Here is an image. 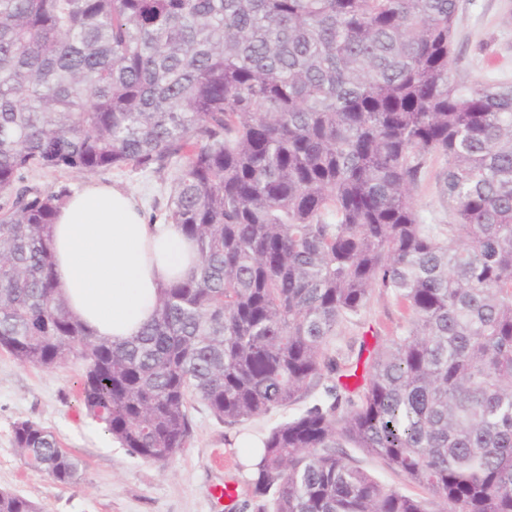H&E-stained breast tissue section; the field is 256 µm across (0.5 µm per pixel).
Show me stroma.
<instances>
[{
    "instance_id": "stroma-1",
    "label": "stroma",
    "mask_w": 512,
    "mask_h": 512,
    "mask_svg": "<svg viewBox=\"0 0 512 512\" xmlns=\"http://www.w3.org/2000/svg\"><path fill=\"white\" fill-rule=\"evenodd\" d=\"M454 49L455 78L471 84L512 83V0H459ZM445 166L443 155H433L414 194L424 223L450 220L439 183ZM179 169L175 163L160 175L126 168L91 176L72 170H36L30 181L73 192L93 180L117 185L134 193L148 223L161 224ZM407 325V315L394 297L377 292L365 312L338 327L333 345L353 356L360 344L377 348ZM82 373L78 360L44 371L0 351V490L28 497L39 512H219L211 489L227 481L234 482L238 491L232 512H258L262 500L253 493L251 469L238 443L244 437L264 439L272 428L306 408L298 402L228 425L204 404L194 403L187 445L163 469L131 455L102 425L85 416L80 404ZM21 419L51 430L64 448L82 460L78 484L56 485L23 464L13 443V425Z\"/></svg>"
}]
</instances>
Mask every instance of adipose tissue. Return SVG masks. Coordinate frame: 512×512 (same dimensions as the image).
Segmentation results:
<instances>
[{
  "label": "adipose tissue",
  "instance_id": "ef3b65f1",
  "mask_svg": "<svg viewBox=\"0 0 512 512\" xmlns=\"http://www.w3.org/2000/svg\"><path fill=\"white\" fill-rule=\"evenodd\" d=\"M57 287L93 335H135L152 316L161 288L198 263L175 224H150L133 194L89 183L59 209L53 226Z\"/></svg>",
  "mask_w": 512,
  "mask_h": 512
}]
</instances>
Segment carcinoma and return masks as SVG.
Wrapping results in <instances>:
<instances>
[{"label": "carcinoma", "mask_w": 512, "mask_h": 512, "mask_svg": "<svg viewBox=\"0 0 512 512\" xmlns=\"http://www.w3.org/2000/svg\"><path fill=\"white\" fill-rule=\"evenodd\" d=\"M458 0H0V351L83 362L81 405L162 467L189 408L229 424L305 398L252 464L260 512H512V83L453 70ZM448 157L452 224L414 192ZM199 263L122 340L68 310L34 168L165 171ZM376 291L408 327L356 361L337 325ZM362 368L361 381L344 382ZM29 468L82 461L13 425ZM361 448L427 497L379 483ZM0 512H39L0 490Z\"/></svg>", "instance_id": "obj_1"}]
</instances>
